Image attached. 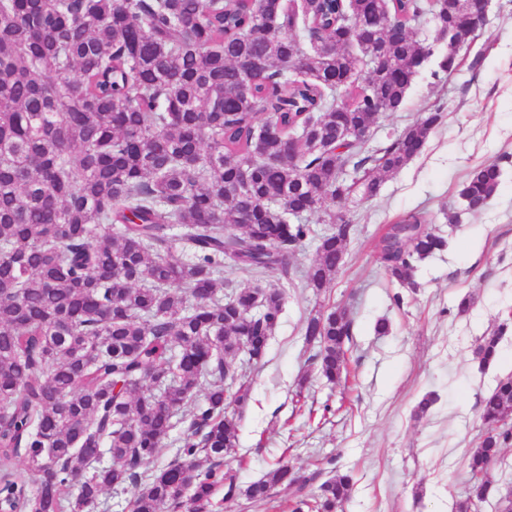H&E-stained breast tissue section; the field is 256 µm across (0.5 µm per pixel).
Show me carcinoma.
<instances>
[{
	"label": "carcinoma",
	"mask_w": 512,
	"mask_h": 512,
	"mask_svg": "<svg viewBox=\"0 0 512 512\" xmlns=\"http://www.w3.org/2000/svg\"><path fill=\"white\" fill-rule=\"evenodd\" d=\"M387 11L406 38H389ZM465 14V0H0V512H90L130 485L131 512H209L221 486L260 500L298 481L282 456L244 489L224 470L240 435L229 407L251 389L237 355L245 346L247 364L262 362L285 295L255 285L221 299L224 270L289 279L312 228L288 211L373 198L422 151L438 109L375 154L338 132L372 130L402 107L433 55L416 28L448 41L434 75L455 73L474 35ZM323 40L340 51H319ZM367 56L381 65L362 80ZM500 179L485 163L459 196L480 211ZM325 223L340 229L319 238L306 271L316 295L356 232L339 214ZM445 246L411 214L377 251L413 289L417 263ZM302 331L308 366L339 383L352 319L318 311ZM501 335L480 340V363L498 359ZM202 387L205 402L184 412ZM480 412L488 432L456 512L498 492L488 471L512 445V375ZM176 417L181 446L156 472ZM105 453L112 464L94 466ZM353 485L338 472L288 512H339ZM67 486L77 492L65 500Z\"/></svg>",
	"instance_id": "cac0c4a2"
}]
</instances>
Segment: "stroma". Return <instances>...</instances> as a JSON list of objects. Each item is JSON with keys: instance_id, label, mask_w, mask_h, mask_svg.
<instances>
[{"instance_id": "obj_1", "label": "stroma", "mask_w": 512, "mask_h": 512, "mask_svg": "<svg viewBox=\"0 0 512 512\" xmlns=\"http://www.w3.org/2000/svg\"><path fill=\"white\" fill-rule=\"evenodd\" d=\"M435 69L434 60L420 69L405 105L381 117L367 148L381 147L430 109L441 108V122L376 197L340 207L357 233L319 296L306 288L305 270L329 226L321 215L306 218L315 235L291 260L280 323L263 366L251 373L240 442L226 457L239 486L262 478L285 453L307 474L353 470L344 512H455L469 452L485 431L479 400L512 374V0H489L487 21L451 79ZM492 160L502 170L494 199L481 211L465 210L460 184ZM419 212L447 246L418 263L412 291L389 279L376 243L387 225ZM466 297L472 305L459 312ZM332 305L354 320L347 382L332 389L312 378L299 387L303 323ZM381 318L391 325L385 336L374 331ZM496 329L501 355L482 365L474 350ZM428 394L435 404L414 418Z\"/></svg>"}]
</instances>
